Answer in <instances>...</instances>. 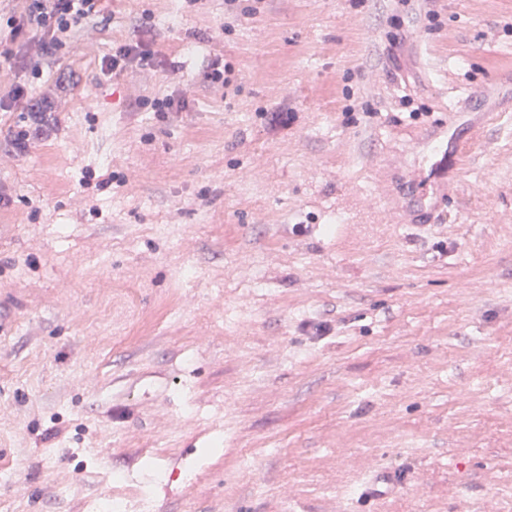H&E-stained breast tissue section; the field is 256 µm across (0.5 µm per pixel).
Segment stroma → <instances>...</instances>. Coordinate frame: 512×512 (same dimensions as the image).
<instances>
[{"instance_id": "stroma-1", "label": "stroma", "mask_w": 512, "mask_h": 512, "mask_svg": "<svg viewBox=\"0 0 512 512\" xmlns=\"http://www.w3.org/2000/svg\"><path fill=\"white\" fill-rule=\"evenodd\" d=\"M511 81L512 0H107L0 68V512H512V112L392 209ZM147 57L139 43H125L112 50V56L107 58L102 65V70L116 75L126 70L137 58L143 60ZM491 114H484V120L480 123L473 124L467 131L465 138L456 142L454 150L451 152L445 151L441 155L435 154V161L432 163L430 169L426 173L423 169H414L407 174V182L411 189L421 188L424 192L411 203L409 197L405 196L398 202V210L402 216L404 224H415V227H426L427 224H419L418 217L419 211H424L430 208L432 212L433 207L438 202L452 200V195L448 188V176L456 174L460 170V166L464 165L466 160L467 145L470 140L474 139L482 126L486 123ZM431 186L432 192L428 190Z\"/></svg>"}]
</instances>
